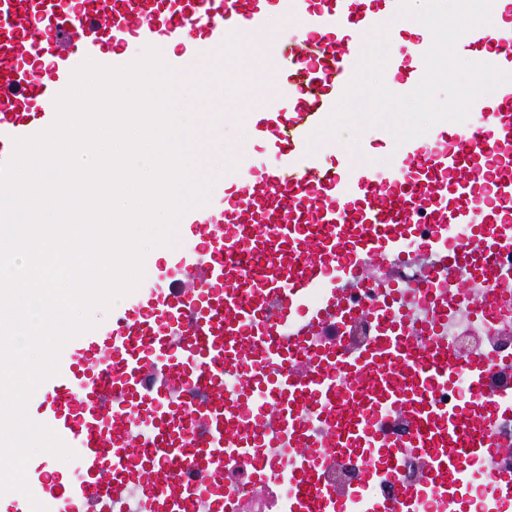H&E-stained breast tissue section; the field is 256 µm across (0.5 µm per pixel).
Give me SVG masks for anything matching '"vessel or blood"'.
Returning a JSON list of instances; mask_svg holds the SVG:
<instances>
[{
    "label": "vessel or blood",
    "mask_w": 512,
    "mask_h": 512,
    "mask_svg": "<svg viewBox=\"0 0 512 512\" xmlns=\"http://www.w3.org/2000/svg\"><path fill=\"white\" fill-rule=\"evenodd\" d=\"M282 3L302 39L275 75L277 96L252 113L270 163L256 165L246 154L230 162L231 178L216 177L207 204L181 218L196 241L193 255L173 254L156 280L121 300L123 316L68 342L59 374L40 387L41 423L83 462L75 481H58L49 464L29 473L48 512H100L119 499L127 473L150 487L168 484L171 505L144 499L125 512H177L181 501L201 494L195 485L170 483L187 451L215 460L251 454L246 440L232 436L235 426L271 424L288 454L315 447L298 434L295 414L307 401L335 398L336 371L354 381L377 374L385 402L406 415L410 447L427 460L428 477L405 490V501L447 483L468 490L473 460L501 451L485 434L462 436L465 407L440 410L425 401L427 390L448 381L445 339L423 359L390 330L340 356L323 346L317 360L298 358V341H318L356 288H390L370 264L413 259L401 242L415 222L443 231L485 226L479 244L457 258L427 240L439 268L480 261L498 247L499 226L512 222L511 83L497 88L490 120L451 143L401 144L404 162L385 178L327 165L317 149L315 134L350 82L364 37L381 26L400 29L399 0H0V162L13 138L53 122L54 98L85 58L119 66L150 44L164 49L170 67L192 71L229 34L244 40L264 32ZM480 40L484 62L512 70V29ZM326 283L323 304L305 308L308 291ZM271 307L278 311L272 324L265 319ZM246 336L256 344L250 376L271 393L231 417L224 367L240 362ZM268 362L277 369L267 376ZM335 435L341 445L392 462L402 454L370 423H337Z\"/></svg>",
    "instance_id": "obj_1"
}]
</instances>
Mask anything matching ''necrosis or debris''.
<instances>
[{"mask_svg": "<svg viewBox=\"0 0 512 512\" xmlns=\"http://www.w3.org/2000/svg\"><path fill=\"white\" fill-rule=\"evenodd\" d=\"M506 278L512 279V248L507 247L492 257L489 266H473L459 274L449 268L431 270L419 264L404 265L396 285L416 289V296L404 299L371 288L358 289L344 307L342 326L327 327L329 343L340 352L350 342L372 341L384 329L393 327L406 336L413 349L422 350L441 324L435 317L420 324L411 322L406 317L407 311L418 310L422 305L452 306L463 302L460 319L447 326L448 352L458 360L459 366L451 372L447 384L429 392L428 397L442 407L465 403L473 418L491 421L494 437L512 435V417L492 419L481 399L485 393H512V290L503 286ZM431 279L441 286L439 296L429 295L423 289ZM477 352L487 353L492 363L479 391L474 389L465 366L467 358ZM243 435L256 442V455L226 459L213 465L190 456L175 472V480L196 482L209 469L216 468L223 473L225 497L237 501L239 512H290L288 498L296 489L292 477L311 468L320 484L352 489L353 495L346 500L344 512H373L377 500L399 498L404 488L422 483L426 477L425 461L419 455L408 456L392 465L358 450L339 453L329 447L325 450V461L314 467L305 459L289 462L281 459L267 431L249 427ZM473 467L477 478L467 498L471 512H499L503 497L492 487V477L499 472H512V448L505 449L493 461H475ZM370 468L375 471L376 482L366 492H358L362 474Z\"/></svg>", "mask_w": 512, "mask_h": 512, "instance_id": "necrosis-or-debris-1", "label": "necrosis or debris"}]
</instances>
